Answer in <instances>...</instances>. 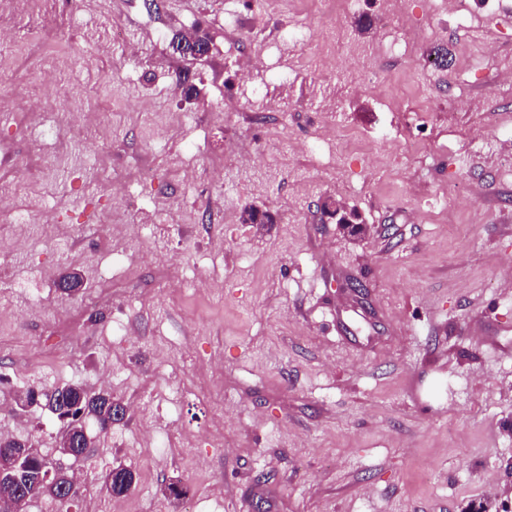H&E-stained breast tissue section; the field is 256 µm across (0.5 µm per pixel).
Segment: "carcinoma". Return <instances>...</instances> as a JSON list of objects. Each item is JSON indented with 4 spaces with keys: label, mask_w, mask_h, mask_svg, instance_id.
Returning <instances> with one entry per match:
<instances>
[{
    "label": "carcinoma",
    "mask_w": 512,
    "mask_h": 512,
    "mask_svg": "<svg viewBox=\"0 0 512 512\" xmlns=\"http://www.w3.org/2000/svg\"><path fill=\"white\" fill-rule=\"evenodd\" d=\"M211 42V37L204 31H196L187 36L176 33L173 35L170 45L173 52L183 59L193 60L202 53L201 47L205 43ZM322 214L336 219V223L341 224L352 235L360 234L364 231L359 213L352 209L330 210L325 206L321 209ZM242 222L245 224H273L275 216L268 210H263L254 206L244 209L242 213ZM47 400H55L59 416L69 419L67 430L63 433L60 444H65L66 439H85L84 428L78 424L79 417L88 414L96 418L100 429L106 431L112 427V424L122 420L123 407L121 402L112 398V393L102 391L91 394L79 384H71L66 389L63 398L58 399L55 393L45 395ZM0 448H15L23 454V461L31 466H36L43 457L38 450L27 445L22 439L14 437H1ZM73 476L66 471L55 473V482L49 483L38 479L36 473H31L28 488V502H33L42 498L55 499L56 488L59 485L72 483ZM135 481L134 473L124 465H117L109 470L104 477V485L107 493L112 497H119L128 494Z\"/></svg>",
    "instance_id": "carcinoma-1"
}]
</instances>
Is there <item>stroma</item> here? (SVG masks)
<instances>
[{
  "mask_svg": "<svg viewBox=\"0 0 512 512\" xmlns=\"http://www.w3.org/2000/svg\"><path fill=\"white\" fill-rule=\"evenodd\" d=\"M43 9L9 17L0 44V89L48 72L61 91L35 125L0 110L15 152L0 207L20 218L0 221V433L53 460L59 421L9 411L15 391L78 383L122 402L107 432L84 422L95 446L68 512H512V145L466 152L512 126V0H403L401 58L376 0H85L38 42ZM298 20L304 47L284 36ZM197 28L214 50L189 102L170 40ZM244 51L265 79L288 75V99L270 87L279 111L240 94ZM462 93L475 107L454 109ZM463 181L475 199L453 198ZM327 198L366 234L323 217ZM249 206L276 223H242ZM72 270L83 289L66 296ZM119 463L135 483L113 498L102 476ZM176 479L179 501L163 494Z\"/></svg>",
  "mask_w": 512,
  "mask_h": 512,
  "instance_id": "1",
  "label": "stroma"
}]
</instances>
